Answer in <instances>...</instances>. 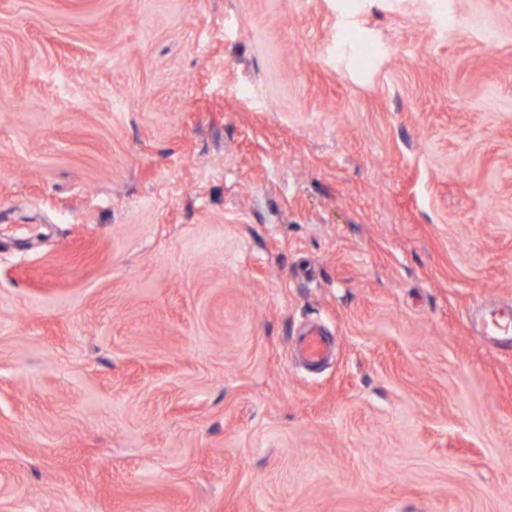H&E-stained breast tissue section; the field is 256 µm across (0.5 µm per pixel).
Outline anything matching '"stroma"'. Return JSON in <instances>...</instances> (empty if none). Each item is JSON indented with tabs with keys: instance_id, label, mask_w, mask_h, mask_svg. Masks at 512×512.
Here are the masks:
<instances>
[{
	"instance_id": "stroma-1",
	"label": "stroma",
	"mask_w": 512,
	"mask_h": 512,
	"mask_svg": "<svg viewBox=\"0 0 512 512\" xmlns=\"http://www.w3.org/2000/svg\"><path fill=\"white\" fill-rule=\"evenodd\" d=\"M502 303L512 0H0V512H512ZM499 318H495L487 325L486 332L483 336H487L493 340H499L501 337H509L512 340V308L506 305L502 308ZM331 346L327 331L319 325L306 327L295 343L301 359L311 366L326 361L330 355Z\"/></svg>"
}]
</instances>
